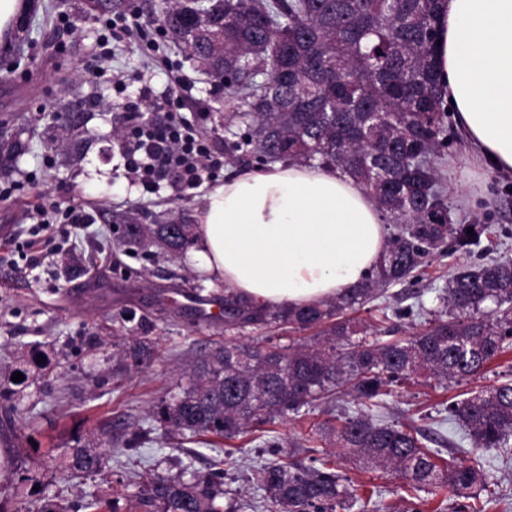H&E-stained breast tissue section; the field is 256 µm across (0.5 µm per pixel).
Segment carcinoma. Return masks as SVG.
<instances>
[{"label": "carcinoma", "instance_id": "1", "mask_svg": "<svg viewBox=\"0 0 512 512\" xmlns=\"http://www.w3.org/2000/svg\"><path fill=\"white\" fill-rule=\"evenodd\" d=\"M441 0H222L210 25L192 26L180 3L166 5L167 31L208 74L224 71L215 86L224 92L229 119L245 131L224 141V163L316 164L341 171L369 193L386 219L397 225L366 281L321 305L258 309L224 295V322L264 331H315L308 344L263 350L233 340L198 355L185 370L189 383L151 411L169 438L215 435L235 439L253 424L298 415L338 393L360 407L328 420L321 436L366 469L406 481L419 503L433 497L459 499L455 512H484L480 492L492 484L483 452L512 454V379L448 406L464 432L469 461L440 458L413 426L388 422L380 397L416 376L443 383L480 374L512 338V264L486 262L458 269L436 297L438 309L408 340L380 343L393 330L382 306L380 322L352 316L385 297L448 240L468 252L483 229L454 224L438 160L448 149V112L438 89L434 48ZM119 245L136 252L154 247L172 257L193 243L192 225L141 224L137 213L116 215ZM473 234H467V229ZM137 321L139 336L119 347L128 371L153 354V325ZM272 459L256 471L267 512H385L376 489L357 490L351 480L326 469L303 468L293 451L274 437ZM101 455L73 448L66 469L85 479L97 475ZM135 512H226L224 472L185 480L149 474L135 483ZM90 496L80 507L44 503L28 512H101Z\"/></svg>", "mask_w": 512, "mask_h": 512}]
</instances>
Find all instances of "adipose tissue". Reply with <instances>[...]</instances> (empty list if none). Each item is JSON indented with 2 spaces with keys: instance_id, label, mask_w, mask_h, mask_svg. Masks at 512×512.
Wrapping results in <instances>:
<instances>
[{
  "instance_id": "ef3b65f1",
  "label": "adipose tissue",
  "mask_w": 512,
  "mask_h": 512,
  "mask_svg": "<svg viewBox=\"0 0 512 512\" xmlns=\"http://www.w3.org/2000/svg\"><path fill=\"white\" fill-rule=\"evenodd\" d=\"M436 66L471 151L512 173V0H444ZM188 260L262 309L314 306L363 283L386 229L348 175L298 163L238 171L201 196Z\"/></svg>"
}]
</instances>
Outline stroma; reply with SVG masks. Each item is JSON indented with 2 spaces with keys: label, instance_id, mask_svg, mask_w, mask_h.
Here are the masks:
<instances>
[{
  "label": "stroma",
  "instance_id": "stroma-1",
  "mask_svg": "<svg viewBox=\"0 0 512 512\" xmlns=\"http://www.w3.org/2000/svg\"><path fill=\"white\" fill-rule=\"evenodd\" d=\"M39 0L9 40L0 42L1 224L30 223L38 206L67 201L88 216L72 232L66 254L39 267L25 264L18 250L0 246V512H27L32 502H71L86 495L111 500L122 490L118 512H128L135 488L126 477L164 473L200 478L224 471V499L239 512H251L258 500L254 471L270 457L260 427L249 428L233 457L199 442L174 448L162 439L128 447L136 430L149 428L151 407L177 395L188 384L181 368L200 353L229 339L253 344L251 329L227 333L220 319L200 318L191 304L173 309L165 297L180 292L221 303L223 289L193 272L183 260L144 250L127 253L116 244L113 215L136 207L144 224H162L174 210L191 212L192 198H176L171 187L155 194L133 185L124 167L123 149L114 129L132 123L129 103L139 102L149 121L165 100L173 80H181L197 98L193 118L200 134L223 150V99L213 97L209 77L194 68L184 46L164 39L160 50L170 62L161 67L146 57L135 39L111 43L109 54L98 46L107 20L138 16L151 25L162 0ZM149 99H141V92ZM95 132L85 139L84 130ZM439 167L454 221L482 225L480 244L472 252L448 250L433 257L404 284L390 287L399 309L436 306L435 290L462 266L491 259L512 261V175L489 174L470 153L460 133H453ZM151 313L157 345L153 361L126 371L114 357L113 316ZM301 334L273 332L265 344L288 345ZM46 353L56 372L50 379L13 381L10 371L26 367L33 349ZM512 369V350L491 362L476 378L443 386L419 378L393 388L384 399L388 421L414 424L442 453L454 452L460 436L451 425H438L439 409L459 394L496 383ZM351 397L320 403L301 419L283 418L273 428L286 441L301 442L296 459L330 462L354 483L376 486L390 512H409L412 502L401 479L365 471L342 458L337 448L316 438L318 427ZM112 443L100 448L102 471L91 480L74 478L62 466L73 447H95L101 430Z\"/></svg>",
  "mask_w": 512,
  "mask_h": 512
}]
</instances>
